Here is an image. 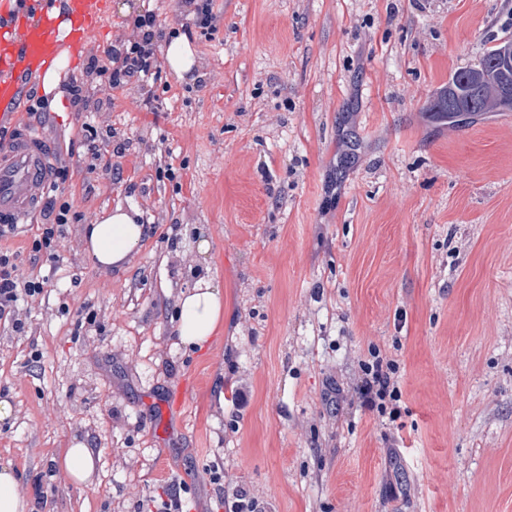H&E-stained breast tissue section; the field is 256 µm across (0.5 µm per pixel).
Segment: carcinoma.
I'll return each instance as SVG.
<instances>
[{
    "label": "carcinoma",
    "mask_w": 512,
    "mask_h": 512,
    "mask_svg": "<svg viewBox=\"0 0 512 512\" xmlns=\"http://www.w3.org/2000/svg\"><path fill=\"white\" fill-rule=\"evenodd\" d=\"M507 44L505 40L487 49L477 66L456 71L448 82L447 91L453 103L436 105L433 111L446 112L453 118L461 112L512 109V96L499 93L502 85L512 86V64H505L501 59V50Z\"/></svg>",
    "instance_id": "1"
}]
</instances>
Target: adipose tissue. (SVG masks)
<instances>
[{"mask_svg":"<svg viewBox=\"0 0 512 512\" xmlns=\"http://www.w3.org/2000/svg\"><path fill=\"white\" fill-rule=\"evenodd\" d=\"M135 208L115 206L96 217L87 228L83 250L101 269L123 268L146 234ZM178 316L172 329L180 345L203 348L209 344L224 311V298L210 276L199 277L191 290L176 297Z\"/></svg>","mask_w":512,"mask_h":512,"instance_id":"1","label":"adipose tissue"}]
</instances>
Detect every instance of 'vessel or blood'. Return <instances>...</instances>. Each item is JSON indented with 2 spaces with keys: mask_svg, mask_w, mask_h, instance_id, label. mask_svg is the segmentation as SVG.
Masks as SVG:
<instances>
[{
  "mask_svg": "<svg viewBox=\"0 0 512 512\" xmlns=\"http://www.w3.org/2000/svg\"><path fill=\"white\" fill-rule=\"evenodd\" d=\"M105 16V0H19L0 17V102H23L28 78L65 48L83 47ZM50 182L46 146L33 127H17L0 142V225L25 223Z\"/></svg>",
  "mask_w": 512,
  "mask_h": 512,
  "instance_id": "vessel-or-blood-1",
  "label": "vessel or blood"
}]
</instances>
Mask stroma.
Masks as SVG:
<instances>
[{
  "label": "stroma",
  "mask_w": 512,
  "mask_h": 512,
  "mask_svg": "<svg viewBox=\"0 0 512 512\" xmlns=\"http://www.w3.org/2000/svg\"><path fill=\"white\" fill-rule=\"evenodd\" d=\"M141 6L106 0L67 69L111 99L86 119L121 177L86 175L69 98L42 116L80 220L26 332L0 324V466L34 512H150L172 488L187 512L242 495L258 512H512V110L431 109L512 40V0H217L185 78L86 77ZM118 204L156 231L105 271L81 232ZM187 227L207 250L173 236ZM205 273L224 317L205 349L173 347L176 295ZM372 345L400 367L395 424L355 393ZM75 437L99 456L88 486L58 466Z\"/></svg>",
  "instance_id": "1"
}]
</instances>
